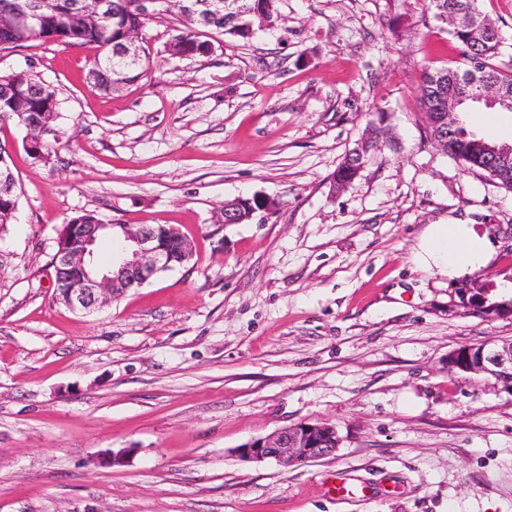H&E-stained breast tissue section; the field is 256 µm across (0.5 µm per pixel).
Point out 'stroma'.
<instances>
[{
	"label": "stroma",
	"mask_w": 512,
	"mask_h": 512,
	"mask_svg": "<svg viewBox=\"0 0 512 512\" xmlns=\"http://www.w3.org/2000/svg\"><path fill=\"white\" fill-rule=\"evenodd\" d=\"M278 7L193 58L165 53L181 20L156 16L151 68L112 95L86 80L92 50L0 52V76L32 70L61 101L46 161L0 125L21 190L0 230V512H512V392L447 367L512 319L463 312L412 261L431 224L512 229V191L427 135L422 75L454 59L448 35L424 0ZM378 119L392 145L335 187ZM255 194L274 208L221 222ZM88 211L175 227L194 257L70 311L50 260ZM303 422L339 448L288 469L238 457Z\"/></svg>",
	"instance_id": "1"
}]
</instances>
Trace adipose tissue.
Returning <instances> with one entry per match:
<instances>
[{
  "label": "adipose tissue",
  "mask_w": 512,
  "mask_h": 512,
  "mask_svg": "<svg viewBox=\"0 0 512 512\" xmlns=\"http://www.w3.org/2000/svg\"><path fill=\"white\" fill-rule=\"evenodd\" d=\"M497 249L488 236L469 224H432L421 236L413 260L424 271L458 282L492 259Z\"/></svg>",
  "instance_id": "obj_1"
}]
</instances>
